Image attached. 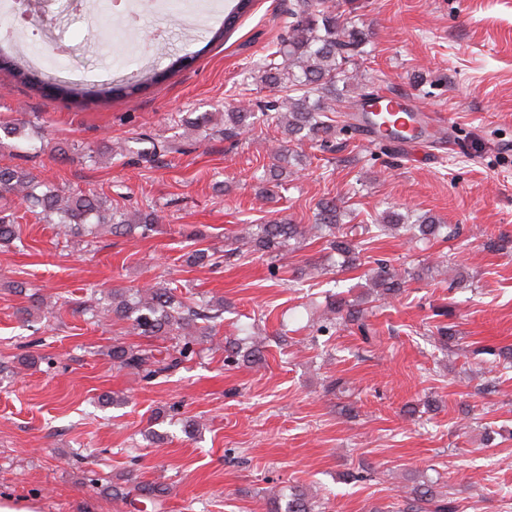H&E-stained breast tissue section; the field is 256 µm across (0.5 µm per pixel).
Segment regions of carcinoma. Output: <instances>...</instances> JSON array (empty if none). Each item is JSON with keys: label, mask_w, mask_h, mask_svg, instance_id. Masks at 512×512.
<instances>
[{"label": "carcinoma", "mask_w": 512, "mask_h": 512, "mask_svg": "<svg viewBox=\"0 0 512 512\" xmlns=\"http://www.w3.org/2000/svg\"><path fill=\"white\" fill-rule=\"evenodd\" d=\"M253 0H236L234 8L224 17L222 30L216 33L221 38L236 21L252 7ZM363 33L358 30L354 10L346 11L338 0H296V7L288 17V38L275 44L262 59L259 66L262 83L282 93V96L265 101L257 108L261 115L275 123L282 134V144L277 148L267 180L282 181L279 161L285 158L288 142H332L337 136L354 126L345 119L341 122L329 113L354 112L374 97L372 82L366 80L361 71L364 60ZM345 84L346 93L337 92L338 83ZM58 93L65 96L109 95L115 91L106 84H94L88 88L80 83L57 86ZM253 109L235 107L224 113V141L233 146L237 138L254 124ZM183 123L192 130L214 129L213 114L203 112L194 118H185ZM183 145L176 141H149V147L140 155L156 157L163 153H182ZM11 195L19 198L28 210L41 216L48 224H57L66 236L84 233L89 237L86 244L94 243L101 232L119 235L137 234L146 238L159 229L161 217L155 208L120 211L112 206V200L103 193H65L54 185L37 180L29 171L19 166H0V197ZM344 209L335 199H325L318 204L314 224L301 227L291 223L288 217L275 218L265 224H248L238 234V239L249 240L260 249L273 254L288 246V241L308 233L327 239L329 246L344 257L348 268L357 265L360 254L359 243L348 236L343 225ZM418 235L424 239L433 237L444 241L455 239L459 227L455 224H440L428 216L415 225ZM18 239V229L13 214L0 213V245H10ZM236 254L233 249L224 253L206 249L194 251L190 259L194 263L207 262L213 267L224 263V257ZM413 278V274L400 272L380 262L372 270L371 283L377 301H386L397 296L401 288ZM364 299L349 301L344 298L331 305L322 319L320 329L341 326L356 330L363 338L370 339ZM83 311L97 322L104 319L130 322L139 336H162L172 341V353L158 358L153 351L139 346L112 347V361L145 381L171 371L196 355V346L215 336L216 323L223 319L224 303L201 302L186 304L177 289L165 282H154L141 289H114L108 301L100 303L94 297L85 302ZM262 346L252 343L246 350L230 344L224 347V361L233 363L239 358L261 356ZM161 501L168 488L161 483L134 482L125 478L112 485V495L127 497L130 494ZM268 512H317L307 495L296 489L286 496L268 499ZM403 512H458L452 492L437 491L424 482L413 487L405 497Z\"/></svg>", "instance_id": "cac0c4a2"}]
</instances>
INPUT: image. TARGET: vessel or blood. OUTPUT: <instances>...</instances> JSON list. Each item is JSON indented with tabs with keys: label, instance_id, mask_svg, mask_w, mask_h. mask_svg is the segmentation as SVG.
<instances>
[{
	"label": "vessel or blood",
	"instance_id": "1",
	"mask_svg": "<svg viewBox=\"0 0 512 512\" xmlns=\"http://www.w3.org/2000/svg\"><path fill=\"white\" fill-rule=\"evenodd\" d=\"M381 102L391 111V121L387 127H378L363 113H355L353 123L363 138L370 141L389 140L409 147L443 135L444 127L439 119L433 113L419 111L410 98H396L385 93L381 96Z\"/></svg>",
	"mask_w": 512,
	"mask_h": 512
}]
</instances>
